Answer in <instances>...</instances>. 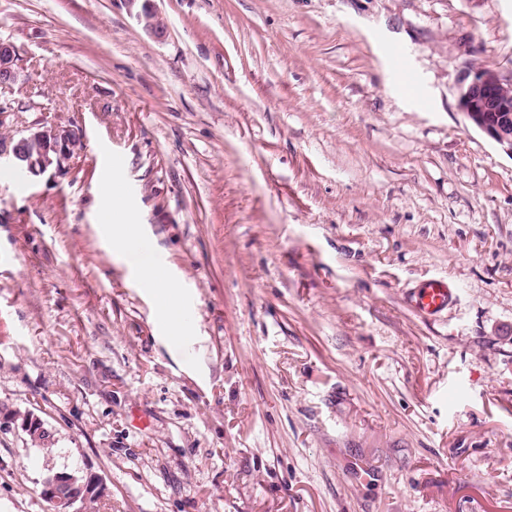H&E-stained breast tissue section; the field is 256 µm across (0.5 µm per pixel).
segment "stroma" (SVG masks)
<instances>
[{
	"mask_svg": "<svg viewBox=\"0 0 512 512\" xmlns=\"http://www.w3.org/2000/svg\"><path fill=\"white\" fill-rule=\"evenodd\" d=\"M0 0V136L80 134L0 183V512H512V156L459 109L512 72V0ZM169 269L175 338L103 233ZM457 299L416 312L422 281ZM34 414L45 441L15 415ZM20 56L16 46L7 40L0 42V87L10 88L19 78ZM119 178L112 177V183L104 186L101 200L107 202L114 214L113 224H108L107 234L117 247H127L130 242L139 236L140 224H133L130 217L123 211L122 204L115 198L114 187L119 185ZM86 476L79 472H54L43 481L42 496L49 503L53 512H84V503L91 495L103 498L107 494V487L103 480L95 475Z\"/></svg>",
	"mask_w": 512,
	"mask_h": 512,
	"instance_id": "obj_1",
	"label": "stroma"
}]
</instances>
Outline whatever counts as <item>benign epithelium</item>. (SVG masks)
<instances>
[{
  "instance_id": "benign-epithelium-1",
  "label": "benign epithelium",
  "mask_w": 512,
  "mask_h": 512,
  "mask_svg": "<svg viewBox=\"0 0 512 512\" xmlns=\"http://www.w3.org/2000/svg\"><path fill=\"white\" fill-rule=\"evenodd\" d=\"M139 0H126L129 10L143 28L157 38L164 36L165 27L151 10H135ZM20 56L16 46L7 40L0 42V87L9 88L19 78ZM459 107L467 120L506 154L512 157V74L496 70L469 67L462 79ZM73 144L67 129L36 130L22 138L12 148L0 147V160L24 171L39 167L46 169L59 162L70 152ZM107 487L95 475L77 485L66 471L54 472L43 481L42 496L49 503L51 512H84V503L94 495L103 498Z\"/></svg>"
}]
</instances>
